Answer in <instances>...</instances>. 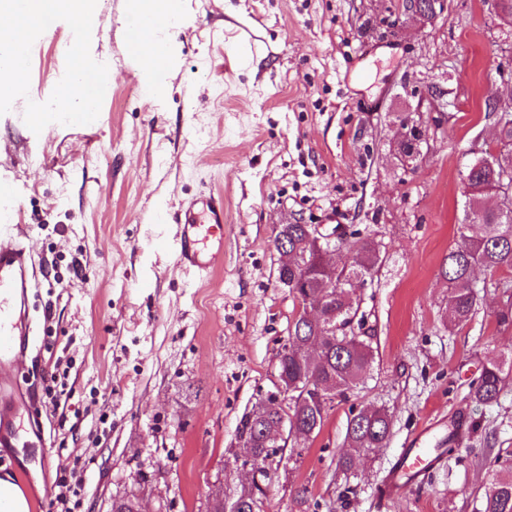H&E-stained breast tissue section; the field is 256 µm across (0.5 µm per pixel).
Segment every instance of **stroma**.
Listing matches in <instances>:
<instances>
[{"label":"stroma","mask_w":512,"mask_h":512,"mask_svg":"<svg viewBox=\"0 0 512 512\" xmlns=\"http://www.w3.org/2000/svg\"><path fill=\"white\" fill-rule=\"evenodd\" d=\"M182 26L161 92L131 72V0H93L82 22L60 15L29 44L25 86L0 104V175L36 246L31 298L39 351L22 370L43 414L45 444L0 448V475L24 474L29 494L67 468L71 512H207L208 493L245 482L235 457L243 415L275 390L278 353L296 313L277 282L276 225H349L383 243L352 300L375 351L364 385L335 402L317 438L286 448L266 481L267 512H479L474 490L494 449L512 462V381L498 404L467 400L488 360L512 351L497 311L512 272L479 273L475 317L447 328L439 277L465 221L462 175L495 151L487 101L512 107V24L496 0H447L434 26L406 21L398 0H182ZM109 87L86 129L53 119L71 78L69 49ZM365 79L350 90L347 66ZM445 115L418 111L431 83ZM39 119H32V110ZM434 149L397 158L401 119ZM224 195V266L195 282L159 250L184 204ZM385 407L384 448L337 466L351 412ZM440 448L425 478L382 489L409 438Z\"/></svg>","instance_id":"obj_1"}]
</instances>
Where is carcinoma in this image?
Instances as JSON below:
<instances>
[{
    "instance_id": "1",
    "label": "carcinoma",
    "mask_w": 512,
    "mask_h": 512,
    "mask_svg": "<svg viewBox=\"0 0 512 512\" xmlns=\"http://www.w3.org/2000/svg\"><path fill=\"white\" fill-rule=\"evenodd\" d=\"M488 116L497 124L503 150L494 166L474 160L464 174L467 219L474 223L460 226L461 242L444 258L440 276L448 286V315L456 325L474 317L478 304L475 271H512V205L501 204L495 210L486 201L499 192L502 173L512 171V119L506 122L494 104H486ZM380 261V242L371 234L358 238L352 263L336 269V287L313 289V299L322 305L326 319L312 325L298 321L288 327L282 345L278 373L286 376L288 410L297 431L315 438L336 399L345 400L363 382L374 362L370 342L351 328L356 310L347 301V292L364 273ZM512 375V352L486 364L470 384L469 397L479 403L498 402L506 379ZM319 384L325 390L323 401L313 400L309 386ZM278 423V414L263 415L253 410L245 414L237 429L242 448L254 458L260 476L277 457L278 449L267 440L266 432ZM391 427V418L381 408L359 410L348 420V448L338 466L350 469L357 456L383 448ZM487 479L482 485L481 512H512V466L499 456H485Z\"/></svg>"
}]
</instances>
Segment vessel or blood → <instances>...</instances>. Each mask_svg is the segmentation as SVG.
I'll return each mask as SVG.
<instances>
[{
    "label": "vessel or blood",
    "mask_w": 512,
    "mask_h": 512,
    "mask_svg": "<svg viewBox=\"0 0 512 512\" xmlns=\"http://www.w3.org/2000/svg\"><path fill=\"white\" fill-rule=\"evenodd\" d=\"M15 189L0 180V447H15L21 431L43 434L42 407L16 363L20 353L36 343V325L29 313L35 282L33 250L15 222ZM224 195H198L180 213L172 239L163 246L186 273L200 278L224 265ZM436 461L424 435L402 449L385 494L400 492L402 478L420 477Z\"/></svg>",
    "instance_id": "1"
}]
</instances>
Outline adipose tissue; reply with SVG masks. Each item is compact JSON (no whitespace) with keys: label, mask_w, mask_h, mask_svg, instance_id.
I'll return each instance as SVG.
<instances>
[{"label":"adipose tissue","mask_w":512,"mask_h":512,"mask_svg":"<svg viewBox=\"0 0 512 512\" xmlns=\"http://www.w3.org/2000/svg\"><path fill=\"white\" fill-rule=\"evenodd\" d=\"M90 8L89 0H0V47L8 48L9 56L0 61V71L10 70L11 81L0 83V95L18 93L22 88V73L16 68L20 56L27 52L23 33L40 25L56 14L67 13L74 21H82ZM138 19L152 23L151 40L147 48L152 68L163 69L167 57L168 30L183 17L181 0H136ZM70 84L58 95L57 102L67 112H88L96 106L105 83L99 75L89 72L80 49L71 48Z\"/></svg>","instance_id":"obj_1"}]
</instances>
